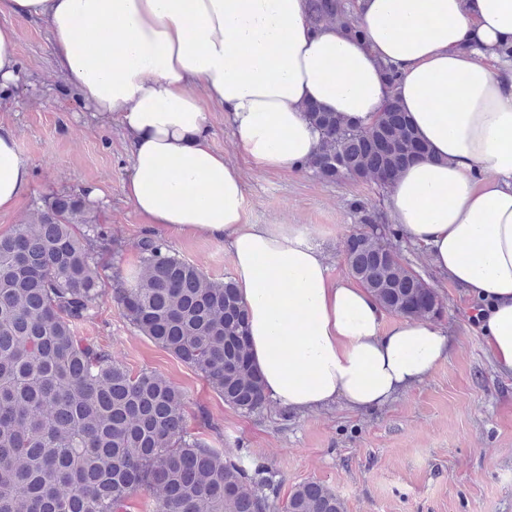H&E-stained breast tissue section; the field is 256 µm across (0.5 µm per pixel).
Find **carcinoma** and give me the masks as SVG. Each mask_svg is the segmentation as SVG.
Returning <instances> with one entry per match:
<instances>
[{"label":"carcinoma","instance_id":"carcinoma-1","mask_svg":"<svg viewBox=\"0 0 512 512\" xmlns=\"http://www.w3.org/2000/svg\"><path fill=\"white\" fill-rule=\"evenodd\" d=\"M358 0H306L315 26L360 38ZM393 90L365 128L316 104L305 107L320 133L309 161L324 181H370L387 193L410 163L429 156ZM359 228L349 239V274L396 316L436 318L433 288L392 245L377 207L351 201ZM135 287L112 298L129 323L201 376L242 416L268 404L248 348L246 317L232 280L218 281L162 238L135 244ZM85 192L42 196L24 224L0 235V512H124L140 490L150 512H346L315 480L284 501L269 469L213 447L185 424V393L164 376L132 372L112 352L76 335L103 292L100 256L122 251Z\"/></svg>","mask_w":512,"mask_h":512}]
</instances>
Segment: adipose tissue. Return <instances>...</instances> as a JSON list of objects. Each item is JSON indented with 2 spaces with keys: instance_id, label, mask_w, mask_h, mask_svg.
<instances>
[{
  "instance_id": "obj_1",
  "label": "adipose tissue",
  "mask_w": 512,
  "mask_h": 512,
  "mask_svg": "<svg viewBox=\"0 0 512 512\" xmlns=\"http://www.w3.org/2000/svg\"><path fill=\"white\" fill-rule=\"evenodd\" d=\"M359 3L352 39L312 26L304 0H0V14L44 24L82 107L119 121L136 212L223 242L264 393L295 412L380 408L445 362L452 340L425 318L386 321L304 225L247 223L242 176L209 141L210 110L226 112L260 168L300 172L320 147L306 105L371 126L385 62L430 149L395 181L386 217L475 301L494 368L512 377V62H486L512 39V0ZM31 181L0 123V211Z\"/></svg>"
}]
</instances>
